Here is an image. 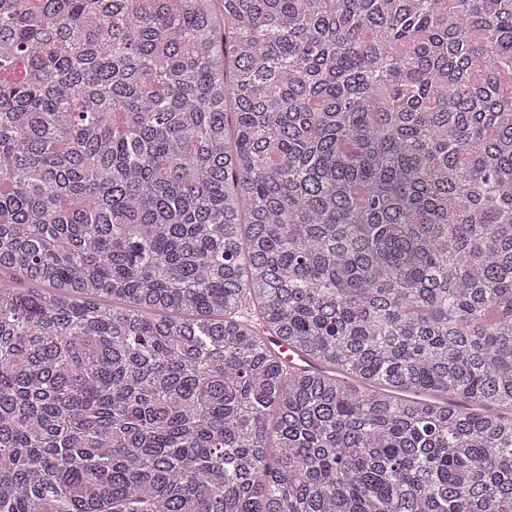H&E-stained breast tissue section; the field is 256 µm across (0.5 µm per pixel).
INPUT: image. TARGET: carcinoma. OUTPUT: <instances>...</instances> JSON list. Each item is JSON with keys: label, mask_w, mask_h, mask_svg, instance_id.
<instances>
[{"label": "carcinoma", "mask_w": 512, "mask_h": 512, "mask_svg": "<svg viewBox=\"0 0 512 512\" xmlns=\"http://www.w3.org/2000/svg\"><path fill=\"white\" fill-rule=\"evenodd\" d=\"M0 512H512V0H0Z\"/></svg>", "instance_id": "cac0c4a2"}]
</instances>
